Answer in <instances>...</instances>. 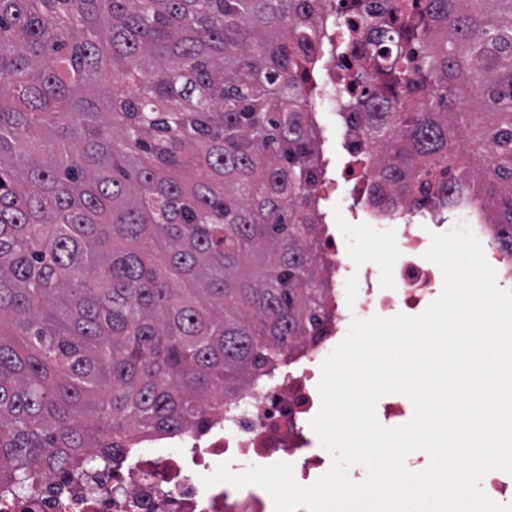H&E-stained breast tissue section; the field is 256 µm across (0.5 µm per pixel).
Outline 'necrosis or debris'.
Segmentation results:
<instances>
[{
    "label": "necrosis or debris",
    "instance_id": "4bbe7bcc",
    "mask_svg": "<svg viewBox=\"0 0 512 512\" xmlns=\"http://www.w3.org/2000/svg\"><path fill=\"white\" fill-rule=\"evenodd\" d=\"M390 0H327L312 65L305 72V110L317 147L337 139L343 165L331 171L320 157L318 199L348 192L339 219L361 228L385 225L396 245L386 270L348 249L340 231H322L317 244L326 304L314 335L291 348L285 373L252 375L242 388L181 437L173 451L165 441L149 439L136 455L114 453L112 463L81 475L58 472L43 476L28 491L0 487V512H274L269 494L259 486L235 488L226 483L204 486L199 476L229 463L233 472L277 462L291 463L294 477L308 486L331 462L313 452L311 419L320 409L318 383L323 355L344 337L347 315L391 317L421 314L441 293L438 267L425 259L431 233L446 232L448 205L414 192L396 193L380 176L376 151L365 132L370 112L392 111L396 100L376 70L400 58L421 59L417 42L394 49L384 30L405 24ZM377 53L364 79L355 74L369 42ZM459 195L458 207L472 219L471 230L500 287L512 290V251L501 244V231L482 196L465 192L464 177L447 182Z\"/></svg>",
    "mask_w": 512,
    "mask_h": 512
}]
</instances>
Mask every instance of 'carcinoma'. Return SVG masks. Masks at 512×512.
Returning a JSON list of instances; mask_svg holds the SVG:
<instances>
[{"label":"carcinoma","mask_w":512,"mask_h":512,"mask_svg":"<svg viewBox=\"0 0 512 512\" xmlns=\"http://www.w3.org/2000/svg\"><path fill=\"white\" fill-rule=\"evenodd\" d=\"M324 8L0 0V484L177 437L315 331ZM393 8L425 47L383 83L425 94L373 113L381 175L475 173L512 247V0Z\"/></svg>","instance_id":"cac0c4a2"}]
</instances>
